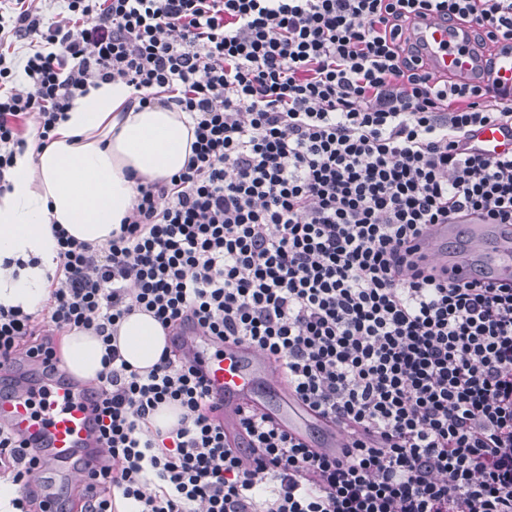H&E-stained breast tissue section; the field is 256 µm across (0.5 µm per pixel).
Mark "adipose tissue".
Listing matches in <instances>:
<instances>
[{"label":"adipose tissue","mask_w":512,"mask_h":512,"mask_svg":"<svg viewBox=\"0 0 512 512\" xmlns=\"http://www.w3.org/2000/svg\"><path fill=\"white\" fill-rule=\"evenodd\" d=\"M132 93L119 80L90 88L50 143L16 154L10 188L0 192V305L27 313L45 306L59 251L52 225L104 245L129 214L138 183L168 179L184 167L194 140L188 115L130 108ZM165 345L161 326L147 314H132L119 327L121 354L135 369L153 366ZM61 352L75 377L96 381L104 347L93 332H68Z\"/></svg>","instance_id":"obj_1"}]
</instances>
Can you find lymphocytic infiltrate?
Returning a JSON list of instances; mask_svg holds the SVG:
<instances>
[{
	"label": "lymphocytic infiltrate",
	"mask_w": 512,
	"mask_h": 512,
	"mask_svg": "<svg viewBox=\"0 0 512 512\" xmlns=\"http://www.w3.org/2000/svg\"><path fill=\"white\" fill-rule=\"evenodd\" d=\"M425 13L486 32V54L512 42V0H0V191L91 85L122 80L194 127L184 168L138 184L105 245L53 226L40 315L0 307V367L62 369L58 331L105 347L80 512H512V281L405 270L429 225L512 224V153L466 150L512 125V98L423 69ZM138 311L262 350L351 439L324 455L247 408L232 447L174 340L147 372L123 359ZM163 404L180 409L166 432ZM25 457L0 423L10 512H43ZM467 147L486 156H498L512 149V140L505 136V128L499 123L478 126L470 135Z\"/></svg>",
	"instance_id": "obj_1"
}]
</instances>
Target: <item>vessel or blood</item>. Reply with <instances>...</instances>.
<instances>
[{"label":"vessel or blood","mask_w":512,"mask_h":512,"mask_svg":"<svg viewBox=\"0 0 512 512\" xmlns=\"http://www.w3.org/2000/svg\"><path fill=\"white\" fill-rule=\"evenodd\" d=\"M413 41L427 69L478 81L481 47L470 29L434 14L421 17ZM494 70L503 93L512 95V48H497ZM469 148L487 156L512 151V141L498 123L476 127ZM415 267L458 281L480 279L499 283L512 279V225L484 219L466 226L434 224L417 241L411 257ZM183 351L200 368L210 393L224 404V433L238 443L240 412L251 407L292 437L307 441L320 433V448L335 453L343 431L321 417L288 387L275 362L265 353L231 342H220L188 327L180 336ZM90 384L39 376L17 381L0 397V421L22 437L39 466L36 484L48 512L59 507L58 480L83 478L84 460L95 449Z\"/></svg>","instance_id":"vessel-or-blood-1"}]
</instances>
